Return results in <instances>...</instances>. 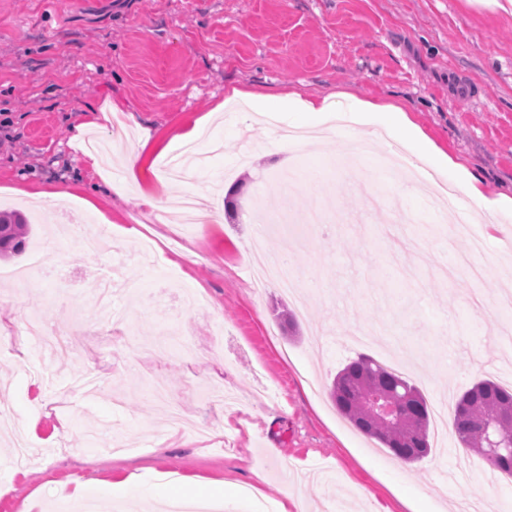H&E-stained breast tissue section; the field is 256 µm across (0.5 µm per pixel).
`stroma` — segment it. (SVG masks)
<instances>
[{"instance_id": "stroma-1", "label": "stroma", "mask_w": 512, "mask_h": 512, "mask_svg": "<svg viewBox=\"0 0 512 512\" xmlns=\"http://www.w3.org/2000/svg\"><path fill=\"white\" fill-rule=\"evenodd\" d=\"M235 87L401 103L490 194L512 196V12L493 0H0V209H20L30 224L27 253L0 258V512H65L87 499L168 512V499L119 488L167 473L229 481L226 512H253L238 494L249 484L269 504L299 501L309 512H407L391 490L398 482L424 492L428 512L482 486L494 490V512H512V479L476 454L456 461L452 433L430 438L429 456L401 470L329 397L361 354L402 362L429 407L448 416L479 380L512 389L502 317L469 306L490 283L440 276L447 219L406 175H392L386 209L368 207L353 183L394 146L366 131L356 133L361 165L336 168L330 199L303 182L285 198L269 193L268 181L324 160L314 145L266 155L288 117L225 103ZM220 101L223 123L195 144L202 161L186 178L164 177V145ZM146 132L161 149L144 159L140 186L172 198L195 191L217 203L223 223L161 222L140 206V186L109 193L107 181L124 178L122 149ZM91 140L108 146L97 173L85 164ZM64 182L79 184L80 197L50 210L13 193ZM320 207L335 227L327 237L301 220ZM104 215L139 236L115 235L108 254L81 250L67 226ZM476 230L480 262L512 268V209ZM54 234L55 256L18 281ZM268 254L288 255L304 304L253 286L248 268ZM112 262L140 285L117 329L96 303ZM30 316L94 338L43 363ZM143 336L175 344L176 355L131 353ZM159 383L193 428L169 423L151 394ZM217 383L237 404L208 399Z\"/></svg>"}]
</instances>
